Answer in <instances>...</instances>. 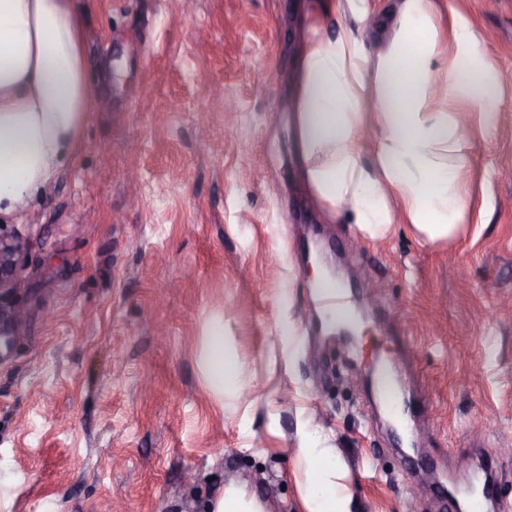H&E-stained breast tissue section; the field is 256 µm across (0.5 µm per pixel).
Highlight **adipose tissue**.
Instances as JSON below:
<instances>
[{
  "instance_id": "ef3b65f1",
  "label": "adipose tissue",
  "mask_w": 512,
  "mask_h": 512,
  "mask_svg": "<svg viewBox=\"0 0 512 512\" xmlns=\"http://www.w3.org/2000/svg\"><path fill=\"white\" fill-rule=\"evenodd\" d=\"M84 36L82 0H0V214L19 211L76 159L96 99ZM434 58L427 0H405L376 69L348 31L301 47L296 120L305 182L328 217L347 214L368 240L383 238L401 215L423 241H441L464 217L468 135L424 105ZM455 58L454 85L487 83L468 30L456 35ZM367 152L370 167L362 163ZM204 371L219 392L243 382L223 322L206 338ZM295 461L305 475L299 512H355L348 471L324 428L304 425Z\"/></svg>"
}]
</instances>
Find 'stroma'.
Returning <instances> with one entry per match:
<instances>
[{"instance_id": "35a3bbf8", "label": "stroma", "mask_w": 512, "mask_h": 512, "mask_svg": "<svg viewBox=\"0 0 512 512\" xmlns=\"http://www.w3.org/2000/svg\"><path fill=\"white\" fill-rule=\"evenodd\" d=\"M399 0H83L97 101L74 166L20 213L15 332L0 317V512H208L231 480L297 512L304 423L332 435L358 512H462L494 451L490 512H512V111L447 94L471 30L491 96L512 102V0H430L434 91L469 116L468 208L454 236L369 241L326 220L301 169L298 51L352 30L369 57ZM335 259L359 323L326 332L308 247ZM245 370L216 395L214 319ZM426 408L400 435L373 380Z\"/></svg>"}]
</instances>
